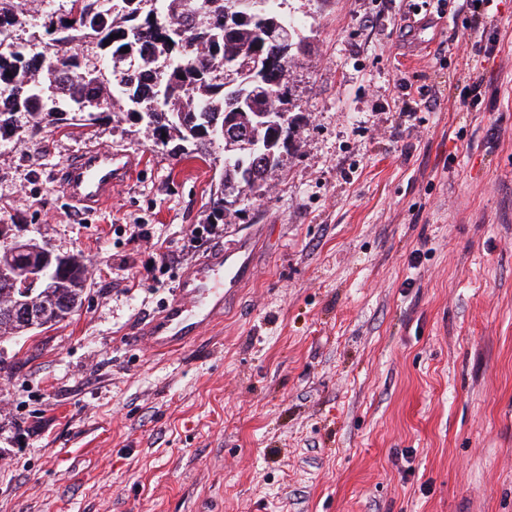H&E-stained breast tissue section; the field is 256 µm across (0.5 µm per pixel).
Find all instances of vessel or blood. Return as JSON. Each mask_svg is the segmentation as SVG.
<instances>
[{"label": "vessel or blood", "mask_w": 512, "mask_h": 512, "mask_svg": "<svg viewBox=\"0 0 512 512\" xmlns=\"http://www.w3.org/2000/svg\"><path fill=\"white\" fill-rule=\"evenodd\" d=\"M141 155L102 145L78 151L56 173L72 213L98 212L113 192L141 169ZM252 273L250 245L216 247L183 270L174 298L137 333L139 342L162 352L191 345L224 316V301Z\"/></svg>", "instance_id": "obj_1"}]
</instances>
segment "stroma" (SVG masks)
Here are the masks:
<instances>
[{
    "instance_id": "1",
    "label": "stroma",
    "mask_w": 512,
    "mask_h": 512,
    "mask_svg": "<svg viewBox=\"0 0 512 512\" xmlns=\"http://www.w3.org/2000/svg\"><path fill=\"white\" fill-rule=\"evenodd\" d=\"M284 11L297 135L232 218L223 149L122 113L0 138V227L94 269L70 319L0 340V512H512V0L490 57L466 0ZM94 144L144 164L80 219L55 170ZM242 238L254 275L223 322L139 344L177 275Z\"/></svg>"
}]
</instances>
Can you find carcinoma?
Returning <instances> with one entry per match:
<instances>
[{"mask_svg":"<svg viewBox=\"0 0 512 512\" xmlns=\"http://www.w3.org/2000/svg\"><path fill=\"white\" fill-rule=\"evenodd\" d=\"M120 11L98 22L99 0H67L59 14L53 10L44 24L42 42L52 51L55 66L42 65L43 52L22 49L0 52V136L14 127L24 113L39 126L53 116L92 122L108 111L151 113L149 130L155 140L167 144L177 139L195 151L213 147L209 125L224 129V167L220 176L219 202L229 197L252 199L264 186L268 170L260 155L245 144L277 141L288 149L295 122L286 126L266 124L262 113L285 100L261 89L238 101L240 90L227 88L217 74L224 61L245 59L254 53L274 54L281 37L290 34L303 42L296 26L282 10V0H257L259 7L231 26H224V0H113ZM25 25L19 0H0V32ZM92 34L109 56V73L83 76L80 56L72 44ZM116 38H111V35ZM125 82L117 84L115 72ZM46 244L34 237L17 238L12 246L0 243V279L19 263L36 266L43 261ZM87 267L80 256H69L64 267L51 273L50 291L41 299L34 322L21 321L0 288V335L24 336L46 324L71 315L61 301L78 307L87 287Z\"/></svg>","mask_w":512,"mask_h":512,"instance_id":"1","label":"carcinoma"}]
</instances>
